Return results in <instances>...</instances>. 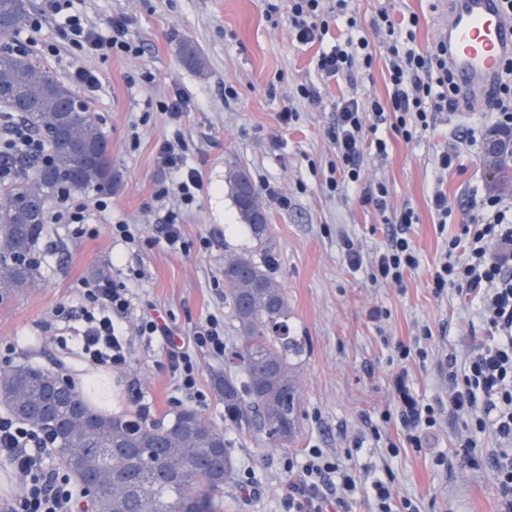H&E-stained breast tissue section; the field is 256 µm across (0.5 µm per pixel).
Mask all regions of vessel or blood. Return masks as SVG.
Listing matches in <instances>:
<instances>
[{
  "label": "vessel or blood",
  "mask_w": 512,
  "mask_h": 512,
  "mask_svg": "<svg viewBox=\"0 0 512 512\" xmlns=\"http://www.w3.org/2000/svg\"><path fill=\"white\" fill-rule=\"evenodd\" d=\"M442 38L460 88L469 94L484 91L503 56L512 53V16L500 0H451Z\"/></svg>",
  "instance_id": "b4317fda"
}]
</instances>
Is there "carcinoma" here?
<instances>
[{
  "mask_svg": "<svg viewBox=\"0 0 512 512\" xmlns=\"http://www.w3.org/2000/svg\"><path fill=\"white\" fill-rule=\"evenodd\" d=\"M28 0H0V35L18 30L26 21ZM0 97L9 109L26 121L45 143L54 159L51 168L30 164L29 174L5 188L6 197L19 201L38 198L43 205L74 192L112 190L105 169L108 160L73 174L76 157L54 132V117L68 112L77 139L107 142L94 113L73 110V92L40 64L25 55L0 48ZM493 179L512 182V165L499 160ZM44 224H10L0 221V299L30 287L38 275L35 247ZM271 282L263 267L249 255H238L224 264V287L238 322L236 356L244 379H216L224 401V417L231 423L259 418V426L283 447L293 440L298 400V377L290 362L295 340L288 336V305L282 290L266 287ZM56 374L32 364L0 369V405L26 422V406L45 405L35 426L52 434L60 462L93 481L98 495L92 512H220L224 486L232 474L227 444L215 454L203 442L171 447L174 438L190 426L224 437L223 430L205 422L192 409H182L168 424L130 421L97 412L74 389L66 398L53 400ZM143 443L156 445V458L137 467L129 464L127 449Z\"/></svg>",
  "mask_w": 512,
  "mask_h": 512,
  "instance_id": "1",
  "label": "carcinoma"
}]
</instances>
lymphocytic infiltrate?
<instances>
[{
	"label": "lymphocytic infiltrate",
	"instance_id": "obj_1",
	"mask_svg": "<svg viewBox=\"0 0 512 512\" xmlns=\"http://www.w3.org/2000/svg\"><path fill=\"white\" fill-rule=\"evenodd\" d=\"M350 2L288 0L296 40L315 41L327 33L333 21L356 28ZM73 8L74 0H42L41 13L61 19L63 36L76 49L102 56L139 54V45L127 38L124 20H110L109 33L104 36L88 27ZM418 24L415 16L405 24L381 12L376 26L383 33L381 48L388 59V97L365 103L347 97L337 102L336 122L330 131L336 161L329 191L340 194L360 181L365 154L388 158L391 143L379 136L381 126H389L395 135L409 142L432 126L436 113L455 112L466 104L467 97L448 68L447 44L440 40L417 49L414 28ZM376 50L366 37L351 36L321 52L317 69L326 77L336 78L358 62L368 68ZM485 99L497 114L498 130L512 129V55L503 60ZM184 151L180 138L162 141L159 155L171 179L158 185L156 198L175 195L189 205L201 191L200 174L186 165ZM1 153L25 159L46 155L43 142L29 126L12 117L0 123ZM419 266L413 242L396 232L386 250L372 262L369 279L375 284L400 287L406 275ZM429 276L434 296L453 287L461 296L481 303L489 341L473 346L465 364L447 358L448 409L462 419L468 433L462 443L465 456L488 460L499 488L500 512H512V205L496 195L484 200L477 214L461 225L458 235L446 241L444 258ZM82 288L86 300L100 305L102 313L87 314L86 326L76 338L79 350L94 365L110 370L124 368L128 363L127 343L119 321L126 318L130 308L128 293L107 280L86 281ZM136 331L163 340L169 372L180 389L192 397L200 394L195 351L217 360L224 357V326L214 316L189 341L175 336L167 323L154 319L140 320ZM395 387L402 399L406 440L415 450H422L427 436L439 425L440 414L432 404L409 395L404 376L396 377ZM485 432L492 433L496 448H480L478 436ZM54 454V440L48 431L22 423L10 414L0 415V461L11 467L18 486L6 512H73L77 497L68 474L50 466ZM331 478L336 481L337 497L333 500L326 490ZM360 482L357 470L312 448L297 467L285 505L288 512H334Z\"/></svg>",
	"mask_w": 512,
	"mask_h": 512
}]
</instances>
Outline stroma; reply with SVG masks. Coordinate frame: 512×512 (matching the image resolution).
I'll return each instance as SVG.
<instances>
[{
    "mask_svg": "<svg viewBox=\"0 0 512 512\" xmlns=\"http://www.w3.org/2000/svg\"><path fill=\"white\" fill-rule=\"evenodd\" d=\"M270 0H77L84 22L102 32L112 17H125L128 38L142 54L107 57L70 46L58 20L46 18L39 43L51 51L31 56L61 83L79 66L93 70L101 84L77 96L94 112L112 153L114 181L105 206L93 210L89 224H49L36 255L40 278L25 291L0 300V347L14 345L15 363H30L66 376L78 389L95 380L112 384V412L133 415L148 404L151 421H168L182 408L195 409L223 428L233 463L224 490L223 512H285L293 473L289 460H302L307 449L344 456L358 470L388 471L399 497L416 501L420 512H496L498 490L488 464L472 465L462 455L465 431L460 420L443 416L422 452L407 447L393 381L406 373L411 393L432 404L448 399V381L439 362L452 355L465 360L486 331L477 305L463 304L455 292L437 298L429 271L442 257L445 236L457 234L475 201L487 194L512 200V187L501 189L488 168L487 142L494 113L481 101L458 112H440L434 128L412 141L392 137L388 159L363 161V181L347 195L330 194L327 182L336 147L328 132L336 121V103L351 96L362 101L387 96L384 56L372 67L355 64L340 79L323 77L319 54L347 37L346 27H330L322 41L303 45L293 34L286 10L272 13ZM360 35L381 40L373 23L381 12L395 19L418 16L416 44L437 41L448 23L446 0H354ZM192 41L201 68L186 65L179 53ZM313 87L316 100L296 97L298 85ZM181 92L188 110L178 123L160 111L161 101ZM291 103L298 118L281 127L278 115ZM477 131L464 139L465 129ZM181 134L188 163L199 170L203 189L193 205L178 198H155L158 183L169 181L158 149ZM458 153L459 167L440 171V151ZM247 171L255 184L287 192L292 204L281 208L262 197L269 230L266 241L254 238L241 222L229 180ZM385 183L392 204L413 208L419 217L406 235L420 257L403 287L372 284L368 269L352 270L345 240H353L366 259L389 243L390 231L373 205L364 200L367 186ZM443 190L453 208L446 228H438L431 209L435 190ZM180 215L187 254H174L154 242V226L170 212ZM133 224L136 242L116 240L112 227ZM224 235L222 245L203 249L201 238ZM241 254L264 265L288 301V333L303 345L293 362L299 380L296 434L282 448L256 427L224 420V403L214 388L215 375L238 380L232 358L197 354L198 388L205 398L182 395L164 369L161 340L129 335V363L121 370L91 365L71 345L85 324L87 304L80 284L104 279L124 284L133 297L128 316L162 314L179 336H192L210 316L224 321L227 350L237 345L238 323L224 296V263ZM66 305L71 317L55 315ZM387 318L373 320L374 309ZM433 336L424 363L393 358L396 342H410L422 327ZM400 445L391 454L376 447L373 431Z\"/></svg>",
    "mask_w": 512,
    "mask_h": 512,
    "instance_id": "1",
    "label": "stroma"
}]
</instances>
